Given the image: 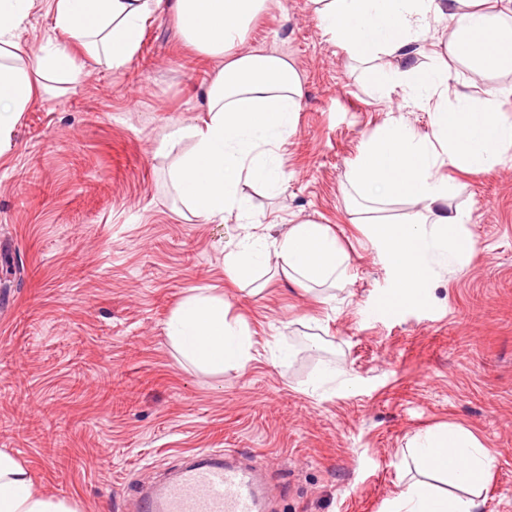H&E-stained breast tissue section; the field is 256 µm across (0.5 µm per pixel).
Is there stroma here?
Segmentation results:
<instances>
[{"mask_svg": "<svg viewBox=\"0 0 512 512\" xmlns=\"http://www.w3.org/2000/svg\"><path fill=\"white\" fill-rule=\"evenodd\" d=\"M54 5L34 0L28 51L54 36ZM243 47L290 56L304 87L274 148L284 184L240 187L250 221L277 235L328 225L346 278L311 289L274 268L250 283L225 273L238 220L192 214L170 184L179 152L160 147L170 126L205 119L219 61L170 14L148 21L121 69L74 49L80 78L21 113L0 153V449L72 512H126L137 485L202 448L262 463L269 512H389L418 475L410 440L450 422L496 451L478 512H512V160L481 175L439 168L475 249L437 267L427 304L376 310L393 274L371 225L352 221L345 174L389 111L431 133L428 105L402 85L376 98L310 0H270ZM448 69L453 91L498 93L512 121V76L478 78L454 58ZM194 288L246 329V369L175 360L165 324Z\"/></svg>", "mask_w": 512, "mask_h": 512, "instance_id": "obj_1", "label": "stroma"}]
</instances>
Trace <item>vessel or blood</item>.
Listing matches in <instances>:
<instances>
[{
  "label": "vessel or blood",
  "instance_id": "b4317fda",
  "mask_svg": "<svg viewBox=\"0 0 512 512\" xmlns=\"http://www.w3.org/2000/svg\"><path fill=\"white\" fill-rule=\"evenodd\" d=\"M263 467L239 462L234 453L212 448L172 478L138 489L134 512H266Z\"/></svg>",
  "mask_w": 512,
  "mask_h": 512
}]
</instances>
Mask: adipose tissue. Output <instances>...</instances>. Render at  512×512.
Wrapping results in <instances>:
<instances>
[{
	"label": "adipose tissue",
	"instance_id": "1",
	"mask_svg": "<svg viewBox=\"0 0 512 512\" xmlns=\"http://www.w3.org/2000/svg\"><path fill=\"white\" fill-rule=\"evenodd\" d=\"M331 40L365 64L381 88L399 84L432 105L433 132L414 133L402 119L389 117L365 141L347 176L351 201H403L411 212L401 223L377 222L372 242L393 271L389 300L423 304L436 265L462 266L475 243L466 231L468 216L452 208V192L439 178L443 164L471 174L491 171L512 149V123L499 116L496 95L473 101L449 98L448 58L469 64L475 76L512 73V6L504 0H312ZM33 0H0V151L11 144L22 112L50 93L51 80H77L82 68L71 53L119 69L138 53L146 23L170 12L183 40L223 65L207 91L206 121L172 127L163 148L191 142L170 173L177 197L199 217L224 218L242 212L241 183L276 190L285 173L259 144L290 137L304 91L290 59L275 52L241 51L252 22L267 0H56L54 28L68 45L49 43L24 54L18 41ZM445 27L446 40L428 43L429 25ZM430 66L418 64V57ZM348 254L326 225L303 220L280 237L245 231L224 256V269L246 280L269 264L293 279L315 285L343 280ZM174 352L193 367L221 373L244 369L250 339L228 320L222 298L192 289L165 327ZM420 466L460 487L454 495L414 481L393 502L392 512H476L472 490L492 478L491 449L471 430L448 424L412 441ZM0 512H72L34 490L17 459L0 449Z\"/></svg>",
	"mask_w": 512,
	"mask_h": 512
}]
</instances>
